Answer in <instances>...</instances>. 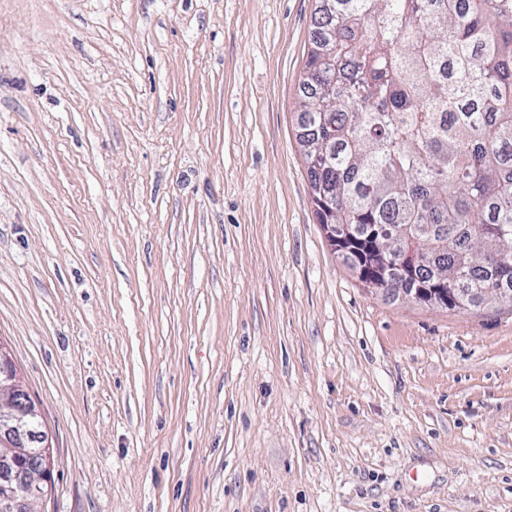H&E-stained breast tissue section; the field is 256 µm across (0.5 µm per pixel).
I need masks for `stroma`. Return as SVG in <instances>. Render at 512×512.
Instances as JSON below:
<instances>
[{"instance_id":"stroma-1","label":"stroma","mask_w":512,"mask_h":512,"mask_svg":"<svg viewBox=\"0 0 512 512\" xmlns=\"http://www.w3.org/2000/svg\"><path fill=\"white\" fill-rule=\"evenodd\" d=\"M316 0H0V343L37 512H512V307L365 287L299 140Z\"/></svg>"}]
</instances>
